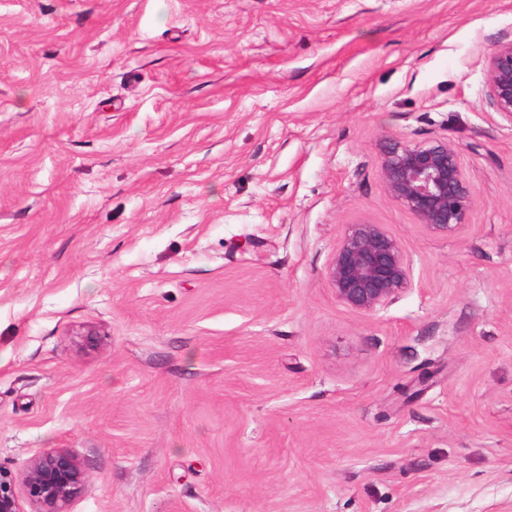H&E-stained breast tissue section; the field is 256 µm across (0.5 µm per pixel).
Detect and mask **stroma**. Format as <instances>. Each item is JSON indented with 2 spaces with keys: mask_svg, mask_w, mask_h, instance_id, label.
Listing matches in <instances>:
<instances>
[{
  "mask_svg": "<svg viewBox=\"0 0 512 512\" xmlns=\"http://www.w3.org/2000/svg\"><path fill=\"white\" fill-rule=\"evenodd\" d=\"M512 0H0V463L70 512H512ZM445 138L455 235L381 144ZM382 224L413 284L327 270ZM486 88L491 106L512 123V39L498 40L486 60ZM378 167L389 195L430 232L448 237L466 224L473 198L453 142L389 143L379 152ZM336 298L352 309L375 312L412 283L399 240L382 224L348 225L328 267ZM85 487L82 464L65 448L32 458L20 479L0 463V512H69Z\"/></svg>",
  "mask_w": 512,
  "mask_h": 512,
  "instance_id": "obj_1",
  "label": "stroma"
}]
</instances>
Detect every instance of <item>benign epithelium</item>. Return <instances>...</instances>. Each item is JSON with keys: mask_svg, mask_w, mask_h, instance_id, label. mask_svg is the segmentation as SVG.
<instances>
[{"mask_svg": "<svg viewBox=\"0 0 512 512\" xmlns=\"http://www.w3.org/2000/svg\"><path fill=\"white\" fill-rule=\"evenodd\" d=\"M491 106L512 122V39L498 40L486 60ZM384 186L430 232L455 234L468 218L473 198L460 151L447 140L396 141L381 148ZM328 280L343 304L375 312L412 283L399 240L382 224H350L336 244ZM86 487L80 461L65 448L48 449L18 476L0 464V512H69Z\"/></svg>", "mask_w": 512, "mask_h": 512, "instance_id": "obj_1", "label": "benign epithelium"}]
</instances>
